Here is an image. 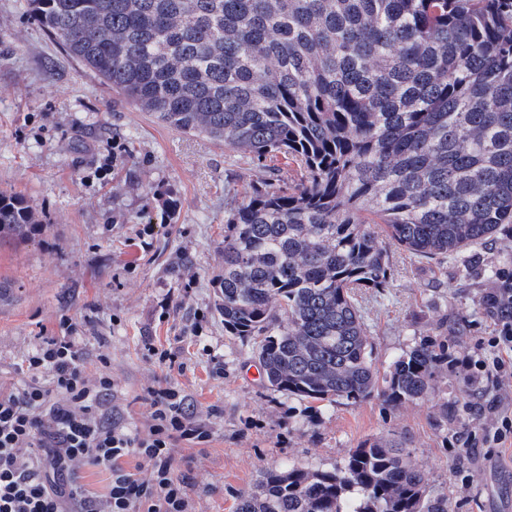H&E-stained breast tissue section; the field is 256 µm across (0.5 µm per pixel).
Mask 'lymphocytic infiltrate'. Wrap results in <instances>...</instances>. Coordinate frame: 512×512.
Returning a JSON list of instances; mask_svg holds the SVG:
<instances>
[{
  "label": "lymphocytic infiltrate",
  "instance_id": "lymphocytic-infiltrate-1",
  "mask_svg": "<svg viewBox=\"0 0 512 512\" xmlns=\"http://www.w3.org/2000/svg\"><path fill=\"white\" fill-rule=\"evenodd\" d=\"M59 328L24 360V386L0 392V512H188L174 446L204 445L211 432L187 397L172 388L152 391L149 423L133 429L107 406L111 374L88 377L70 319L61 318ZM483 345L486 355L449 357V368L479 385L512 374V315H498ZM128 458L136 470L125 467ZM85 463L109 472L106 496L72 480Z\"/></svg>",
  "mask_w": 512,
  "mask_h": 512
}]
</instances>
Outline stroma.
Masks as SVG:
<instances>
[{
    "label": "stroma",
    "instance_id": "obj_1",
    "mask_svg": "<svg viewBox=\"0 0 512 512\" xmlns=\"http://www.w3.org/2000/svg\"><path fill=\"white\" fill-rule=\"evenodd\" d=\"M295 177L285 159L258 161L159 123L33 24L27 0H0V190L23 197L41 222L28 238L0 241V384L22 387L21 363L66 316L88 376L109 357L127 423L144 427L147 389L172 386L211 428L206 446L174 448L189 512H235L265 469L288 460L330 468L382 436L406 442L428 488L447 490L450 512H512V446L462 445L469 431L499 426L492 402L512 405L511 376L482 388L449 373L439 387L456 418L444 429L435 398L313 412L264 389L249 346L225 335L214 285L224 209L255 182ZM475 254L480 264L466 252L426 263L392 250L389 288L365 301L379 369L423 339L473 352L489 336L480 266L512 255V239ZM147 342L175 354L174 367L146 358Z\"/></svg>",
    "mask_w": 512,
    "mask_h": 512
}]
</instances>
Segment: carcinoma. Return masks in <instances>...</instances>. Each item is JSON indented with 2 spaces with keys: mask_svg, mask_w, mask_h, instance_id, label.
I'll use <instances>...</instances> for the list:
<instances>
[{
  "mask_svg": "<svg viewBox=\"0 0 512 512\" xmlns=\"http://www.w3.org/2000/svg\"><path fill=\"white\" fill-rule=\"evenodd\" d=\"M30 18L177 131L289 160L224 210L215 310L266 389L398 407L438 395L448 341L373 363L364 291L390 249L446 257L512 232V0H29ZM0 192V237L36 231ZM512 289V257L483 270ZM360 497H351L353 491ZM237 512H449L404 442L262 472Z\"/></svg>",
  "mask_w": 512,
  "mask_h": 512,
  "instance_id": "1",
  "label": "carcinoma"
}]
</instances>
